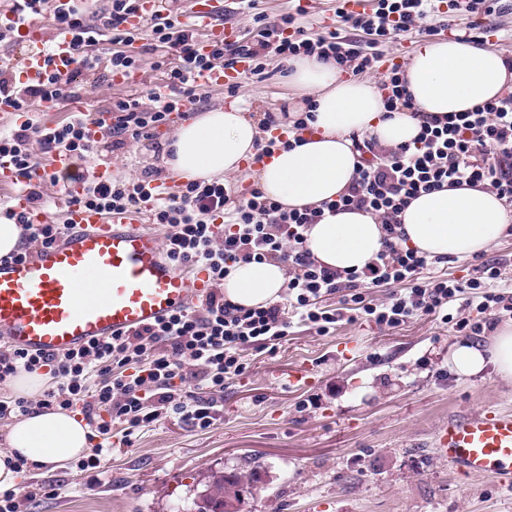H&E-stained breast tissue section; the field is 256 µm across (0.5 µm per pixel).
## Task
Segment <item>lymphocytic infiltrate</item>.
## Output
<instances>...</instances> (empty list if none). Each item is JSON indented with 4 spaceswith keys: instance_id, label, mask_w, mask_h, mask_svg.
<instances>
[{
    "instance_id": "f902f5d3",
    "label": "lymphocytic infiltrate",
    "mask_w": 512,
    "mask_h": 512,
    "mask_svg": "<svg viewBox=\"0 0 512 512\" xmlns=\"http://www.w3.org/2000/svg\"><path fill=\"white\" fill-rule=\"evenodd\" d=\"M140 0H63L47 9L46 0H0V7L20 12L24 20L49 18L53 31L72 34V65L45 69L32 81H21L0 57V99L11 102L24 120L0 132V160L15 170L28 191L30 204L42 199L39 156L66 155L75 167L66 181L82 186L73 204L103 214L147 210L156 224L166 225L163 243L167 259L181 269L206 272L208 291L198 305L177 312L168 320L126 336L95 340L61 354H42L0 348V385L20 375L48 370L52 381L40 398L17 395L0 400V419L30 415L37 410L79 408L98 442L91 454L77 463L79 470L100 468L112 451V424L119 421L136 429L174 413L194 427L211 425L209 408L180 396L175 382L191 374L201 377L211 392L224 390L226 378L241 375L244 353L252 347L277 348L288 336L292 319L317 333L327 334L342 320L396 328L416 316L434 315L459 336H485L493 332L502 313H512V290L502 286L503 265L485 260L466 279L431 277L429 259L404 246L402 212L421 194L443 187L483 185L512 206V86L495 99L466 112L445 116L418 113L421 132L413 144L379 147L364 139L365 156L337 199L316 206L288 209L256 187L234 191L223 178L186 182L176 194L157 185V170L145 169L135 178L114 175L89 177L82 162L98 144L89 137L79 116L48 127L34 119L47 104L75 100L78 89L110 81L117 70L141 68L142 36L150 46L164 49V93L147 90L113 99L108 108L111 124L104 139L113 149L128 141L152 138L172 113L186 104L204 102L205 91L195 82L204 70L244 67L260 80L273 73L287 74L288 65L302 56L335 63L348 75L375 74L386 111L412 109L413 99L403 64L385 62L383 45L401 44L421 32L424 19L447 9L441 30L451 29L452 18L466 16L469 29L483 28L486 17L501 12L503 0H374L370 8L336 10L334 28L308 36L302 0H291L286 12L269 16L259 0H231L225 15L251 16L257 34L235 40H217L201 47L194 24L184 21L183 8L159 5L146 28L130 25ZM369 35L367 44L348 38V31ZM314 118L305 109L294 120H280L264 112L261 126L266 138L256 144L255 159L272 155L278 147L303 143ZM287 128V139L274 130ZM356 210L378 217L384 231L383 247L359 271L323 265L306 247L307 230L326 213ZM276 261L288 267V282L279 301L240 307L224 297V280L240 263ZM398 286L384 301H367L364 291ZM338 294L336 308L322 299ZM458 314H450L449 306Z\"/></svg>"
}]
</instances>
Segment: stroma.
Wrapping results in <instances>:
<instances>
[{"instance_id":"obj_1","label":"stroma","mask_w":512,"mask_h":512,"mask_svg":"<svg viewBox=\"0 0 512 512\" xmlns=\"http://www.w3.org/2000/svg\"><path fill=\"white\" fill-rule=\"evenodd\" d=\"M307 89L276 76L244 79L236 95L208 91L195 113L239 98L251 117L271 106L304 107ZM119 150L102 141L98 162L135 177L162 169L161 139ZM460 337L432 316L388 330L342 321L321 335L294 323L276 350H247L245 371L208 393L196 380L185 395L207 401L213 423L191 427L178 416L134 430L117 443L104 472L26 469L21 486L35 490L26 512H185L211 472H248L262 465L246 512H512V487L488 476L454 474L434 446L450 416L484 408L512 411V382L493 365L459 373L451 354ZM306 370L297 385L284 372Z\"/></svg>"}]
</instances>
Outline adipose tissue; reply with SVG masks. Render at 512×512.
<instances>
[{
	"label": "adipose tissue",
	"instance_id": "obj_1",
	"mask_svg": "<svg viewBox=\"0 0 512 512\" xmlns=\"http://www.w3.org/2000/svg\"><path fill=\"white\" fill-rule=\"evenodd\" d=\"M294 83L314 92L313 134L302 146L275 150L255 171L258 187L287 208L337 198L352 180L357 153L354 137L375 138L391 148L413 143L420 132L410 112H386L373 81L343 77L335 64L314 57L294 61ZM405 80L417 110L439 116L464 112L500 94L512 82L505 58L477 41H428L405 68ZM258 126L239 104L213 109L181 123L169 143V165L186 180L230 175L252 158ZM507 207L480 186L445 188L414 199L401 215L407 244L428 258H468L500 238ZM384 232L377 220L360 211H343L312 225L307 248L320 263L359 270L381 250ZM288 281L277 262L239 264L224 281V296L240 306L279 300ZM454 367L462 374L480 373L493 364L498 376L512 380V325L500 328L488 350L457 345ZM89 429L62 411L34 412L12 424L8 448L0 451V489L16 487L18 473L10 461L24 456L29 465L64 467L87 452Z\"/></svg>",
	"mask_w": 512,
	"mask_h": 512
}]
</instances>
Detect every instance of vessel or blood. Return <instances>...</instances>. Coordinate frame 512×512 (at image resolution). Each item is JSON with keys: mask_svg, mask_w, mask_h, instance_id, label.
Wrapping results in <instances>:
<instances>
[{"mask_svg": "<svg viewBox=\"0 0 512 512\" xmlns=\"http://www.w3.org/2000/svg\"><path fill=\"white\" fill-rule=\"evenodd\" d=\"M186 4L188 18L202 23L208 37L232 38L230 27L213 22L217 0ZM0 24L16 28L13 67L22 80L36 79L44 64L41 24L19 23L6 11ZM78 191L72 185L61 196L72 225L66 235L26 257L0 261V341L8 346L53 354L130 334L193 307L206 289L205 273L173 265L133 215L106 218L71 204ZM435 445L454 473L512 486V411L449 418Z\"/></svg>", "mask_w": 512, "mask_h": 512, "instance_id": "obj_1", "label": "vessel or blood"}]
</instances>
